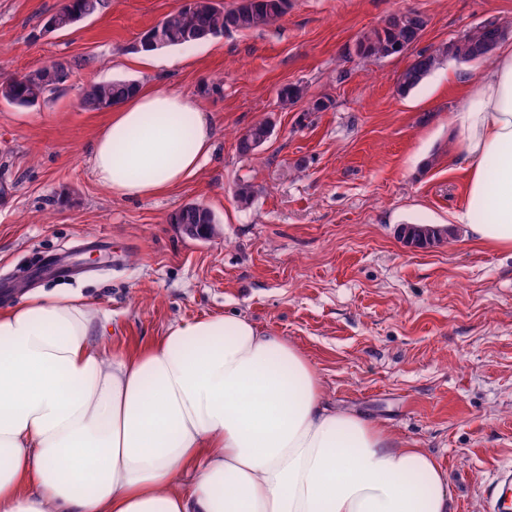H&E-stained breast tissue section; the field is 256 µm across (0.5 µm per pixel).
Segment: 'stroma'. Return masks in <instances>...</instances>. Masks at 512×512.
Masks as SVG:
<instances>
[{
    "mask_svg": "<svg viewBox=\"0 0 512 512\" xmlns=\"http://www.w3.org/2000/svg\"><path fill=\"white\" fill-rule=\"evenodd\" d=\"M183 2L102 0L48 34L63 0H0V79L54 60L73 70L39 108L0 101V310L25 290L66 288L94 300L123 351L182 320L246 317L303 352L329 405L431 453L450 512H487L483 486L512 465V248L476 244L449 221L466 194L449 117L493 60H441L403 95L413 52L363 60L354 46L407 9L427 21L421 50L490 19L512 42V0H290L267 28L144 64L141 33ZM117 79L196 98L215 125L211 156L166 195L115 197L92 172L106 115L78 98ZM287 84L303 87L297 104L280 101ZM322 97L332 106L312 111ZM261 121L269 138L240 156L238 137ZM189 203L214 212L217 236L170 223ZM407 223L448 234L414 248L398 235Z\"/></svg>",
    "mask_w": 512,
    "mask_h": 512,
    "instance_id": "stroma-1",
    "label": "stroma"
}]
</instances>
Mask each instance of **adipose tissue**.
<instances>
[{
    "mask_svg": "<svg viewBox=\"0 0 512 512\" xmlns=\"http://www.w3.org/2000/svg\"><path fill=\"white\" fill-rule=\"evenodd\" d=\"M450 124L468 185L450 215L512 246V45ZM214 128L177 91L139 86L90 146L114 196L193 176ZM0 512H449L435 459L330 408L307 357L241 316L170 325L109 352L91 301L31 293L0 312Z\"/></svg>",
    "mask_w": 512,
    "mask_h": 512,
    "instance_id": "ef3b65f1",
    "label": "adipose tissue"
}]
</instances>
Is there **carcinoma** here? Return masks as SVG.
<instances>
[{
    "label": "carcinoma",
    "instance_id": "1",
    "mask_svg": "<svg viewBox=\"0 0 512 512\" xmlns=\"http://www.w3.org/2000/svg\"><path fill=\"white\" fill-rule=\"evenodd\" d=\"M289 0H236L231 9L221 0H187L178 10L165 15L144 34L141 45L151 51L167 46H189L228 31H250L275 23L288 11ZM101 0H66L45 27L67 31L96 14ZM426 26L417 11L392 15L382 26L363 35L355 44L361 58H385L405 52L420 39ZM506 36V28L496 20H487L431 52H419L398 79V92L405 94L436 68L442 58L476 63L485 58ZM72 67L66 61L30 70L0 83V98L19 109H31L50 99L71 79ZM132 80L92 83L80 97L79 105L88 111L105 112L123 100L133 89ZM270 135V126L261 122L239 137L237 150L243 156L253 154ZM173 224H207L206 236L216 234L219 221L208 207L189 203L174 212ZM446 229L434 224H405L401 235L416 247L435 244Z\"/></svg>",
    "mask_w": 512,
    "mask_h": 512
}]
</instances>
